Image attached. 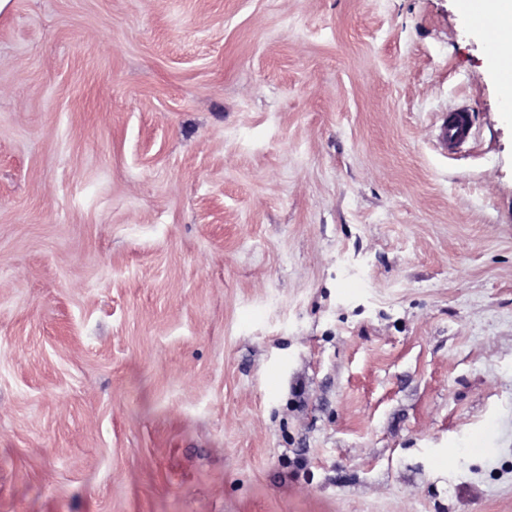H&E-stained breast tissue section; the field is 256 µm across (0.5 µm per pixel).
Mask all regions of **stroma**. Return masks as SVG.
<instances>
[{"mask_svg":"<svg viewBox=\"0 0 512 512\" xmlns=\"http://www.w3.org/2000/svg\"><path fill=\"white\" fill-rule=\"evenodd\" d=\"M490 54L457 0H12L0 512H512ZM440 141L448 151L466 143L472 136L471 117L468 112H448L440 127Z\"/></svg>","mask_w":512,"mask_h":512,"instance_id":"1","label":"stroma"}]
</instances>
